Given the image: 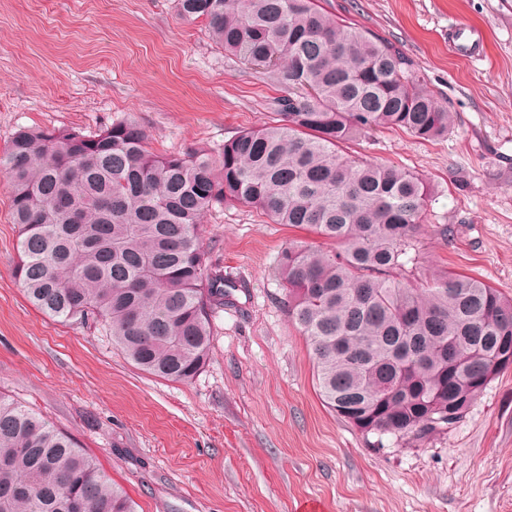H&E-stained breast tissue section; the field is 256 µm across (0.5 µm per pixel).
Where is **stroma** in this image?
Wrapping results in <instances>:
<instances>
[{
    "instance_id": "obj_1",
    "label": "stroma",
    "mask_w": 512,
    "mask_h": 512,
    "mask_svg": "<svg viewBox=\"0 0 512 512\" xmlns=\"http://www.w3.org/2000/svg\"><path fill=\"white\" fill-rule=\"evenodd\" d=\"M409 56L453 114L443 138L381 130L354 154L434 187L403 276L451 271L512 297V0H321ZM480 32V60L449 31ZM283 88L227 59L173 0H0V149L21 128L85 134L138 122L157 155L206 150L271 119ZM202 240L231 284L190 382L144 372L98 323L52 320L15 276L18 228L0 175V392L70 435L137 512H512V368L451 429L363 434L322 400L276 269L314 234L257 209L214 207Z\"/></svg>"
}]
</instances>
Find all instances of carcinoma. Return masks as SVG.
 <instances>
[{
  "mask_svg": "<svg viewBox=\"0 0 512 512\" xmlns=\"http://www.w3.org/2000/svg\"><path fill=\"white\" fill-rule=\"evenodd\" d=\"M224 54L273 72L274 118L202 150L155 155L134 121L94 134L21 129L0 151L18 226L15 275L52 319L102 324L138 368L192 380L210 312L230 292L208 268L201 224L216 205L336 243L289 244L288 314L313 350L320 394L359 431L398 439L452 428L508 364L512 299L447 272L404 285L434 191L420 175L352 157L380 128L435 140L452 113L399 48L319 0H174ZM0 512H136L74 440L0 393Z\"/></svg>",
  "mask_w": 512,
  "mask_h": 512,
  "instance_id": "cac0c4a2",
  "label": "carcinoma"
}]
</instances>
